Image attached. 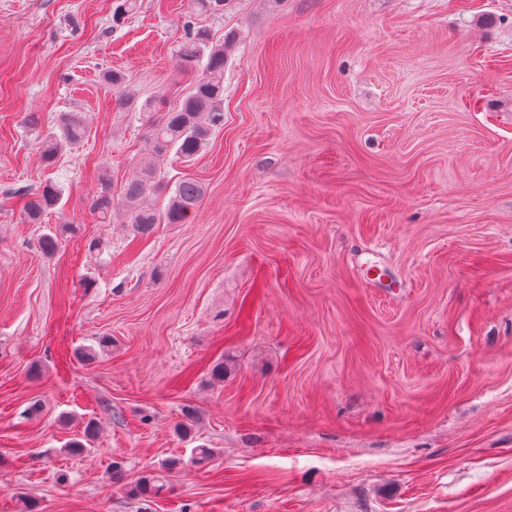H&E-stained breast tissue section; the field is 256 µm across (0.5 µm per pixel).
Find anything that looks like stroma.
Here are the masks:
<instances>
[{"label": "stroma", "mask_w": 512, "mask_h": 512, "mask_svg": "<svg viewBox=\"0 0 512 512\" xmlns=\"http://www.w3.org/2000/svg\"><path fill=\"white\" fill-rule=\"evenodd\" d=\"M114 9L0 0V512H142L148 470L149 512H512V0ZM189 22L236 36L224 124L163 164L191 222L142 237L93 203L187 92ZM56 126L59 133L47 136L43 149V157L48 163L54 161L63 145L81 141L86 133L81 116L77 112L60 114ZM62 189L53 184H46L42 189L27 194L23 205V212L31 224H38L42 216L49 211L60 209ZM165 477L159 471H147L139 477L133 493L144 500L159 495L165 489Z\"/></svg>", "instance_id": "obj_1"}]
</instances>
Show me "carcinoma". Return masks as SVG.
<instances>
[{"label":"carcinoma","mask_w":512,"mask_h":512,"mask_svg":"<svg viewBox=\"0 0 512 512\" xmlns=\"http://www.w3.org/2000/svg\"><path fill=\"white\" fill-rule=\"evenodd\" d=\"M236 36L227 35L223 42L210 39L201 29L187 27L179 48L182 70L192 75V88L177 105L165 112L158 122L150 126L147 137L148 153L140 164V175L123 187L121 202L128 210V223L141 235L151 234L158 224H184L196 209L203 195L200 183L190 177L178 180L169 194L165 210L158 211L142 203L147 195L163 189L160 161L169 155L184 162L195 158L208 144L214 129L224 123V66ZM109 87L118 92L117 103L126 105L129 99L121 94L125 76L109 72L105 76ZM58 132L47 136L43 149L46 162L54 161L65 144L81 141L85 127L76 112H65L57 118ZM62 189L53 184L27 194L23 212L31 224L60 206ZM115 201L111 187L102 185L94 202V209L106 216L112 212ZM165 489V477L159 471H147L139 477L133 493L142 498H153Z\"/></svg>","instance_id":"1"}]
</instances>
